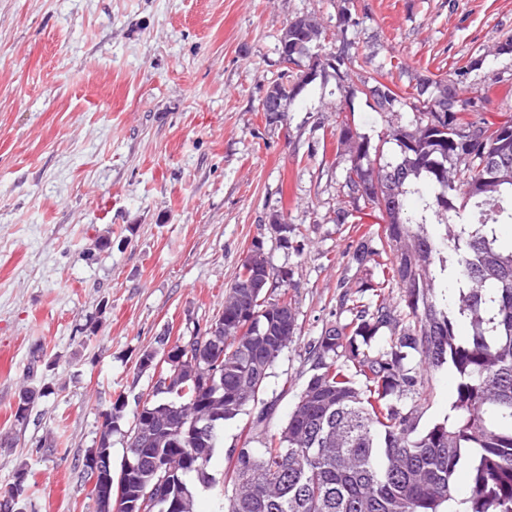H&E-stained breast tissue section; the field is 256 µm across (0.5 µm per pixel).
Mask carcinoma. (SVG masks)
I'll return each mask as SVG.
<instances>
[{
  "label": "carcinoma",
  "instance_id": "cac0c4a2",
  "mask_svg": "<svg viewBox=\"0 0 512 512\" xmlns=\"http://www.w3.org/2000/svg\"><path fill=\"white\" fill-rule=\"evenodd\" d=\"M359 24L354 0H342L336 38L310 19L309 32L293 55L297 79L311 55L325 49L336 57L338 82L368 66L349 28ZM479 61L471 60L422 86L411 104L409 129L389 130L394 156L372 154L367 137L339 127L337 149L349 156L345 183L353 199L385 218L377 234L352 241V259L370 262L381 276L366 285L372 298L344 297L351 318L325 330L311 347L313 372L287 423L259 452L246 439L230 451L223 480L208 471L223 438L224 422L260 401L270 370L292 345L296 318L287 279L274 272L256 242L224 297V352L205 361L181 356L174 391L154 395L133 414L128 453L140 451L148 465L168 475L174 510L161 503L150 512H196L197 490L220 487L223 512H512V248L497 235L512 225V123L485 140L468 137L472 128L492 126L482 115L488 100L460 99L456 85ZM361 93L379 97L378 111L391 113L402 95L372 78ZM436 223L444 233L432 236ZM453 254V280L441 278L445 254ZM269 271L247 303L243 277ZM402 290L406 312L392 306L387 290ZM287 325L268 336L269 324ZM389 340L380 342V329ZM221 368L216 386L200 384L206 364ZM451 369L456 389L446 420L420 431L419 416L430 393L425 374ZM49 386L24 387L15 410L27 420ZM126 408L118 396L103 413L95 451L112 454V431ZM205 432L196 428L207 421ZM465 471L468 492L458 493ZM29 472L15 470L0 491V512H14L27 499Z\"/></svg>",
  "mask_w": 512,
  "mask_h": 512
}]
</instances>
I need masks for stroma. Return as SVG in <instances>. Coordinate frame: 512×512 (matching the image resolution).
I'll return each mask as SVG.
<instances>
[{
  "label": "stroma",
  "instance_id": "stroma-1",
  "mask_svg": "<svg viewBox=\"0 0 512 512\" xmlns=\"http://www.w3.org/2000/svg\"><path fill=\"white\" fill-rule=\"evenodd\" d=\"M339 3L0 0V485L28 466L25 512H95L79 470L103 411L126 397L117 467L152 383L141 354L156 336L200 334L257 240L288 270L296 308L295 341L262 396L266 431L287 422L310 345L347 321L340 296L370 278L349 251L355 229L381 223L352 202L326 102L346 100L352 128L388 155V131L411 125L423 83L480 58L459 96L488 98V121H512V54L496 52L512 0H357L348 36L408 108L379 114L356 74L341 87L317 80L290 111H260L288 19L331 26ZM276 210L287 231L270 224ZM102 236L111 250L97 249ZM37 349L46 363L31 375ZM45 384L53 395L16 422L20 389ZM429 385L423 429L448 415L455 378L443 369Z\"/></svg>",
  "mask_w": 512,
  "mask_h": 512
}]
</instances>
